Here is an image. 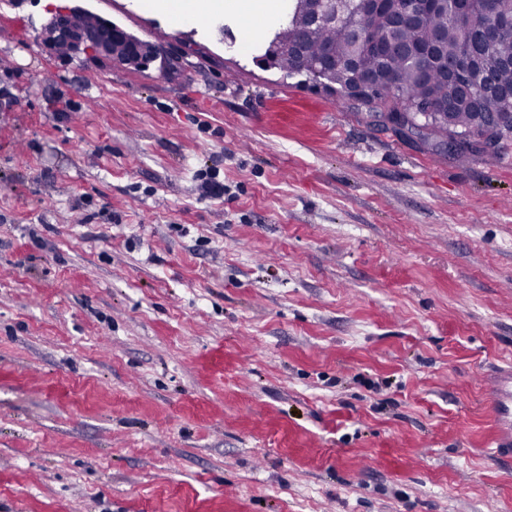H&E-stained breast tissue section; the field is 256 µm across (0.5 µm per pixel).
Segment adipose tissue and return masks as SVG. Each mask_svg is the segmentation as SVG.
<instances>
[{"mask_svg":"<svg viewBox=\"0 0 512 512\" xmlns=\"http://www.w3.org/2000/svg\"><path fill=\"white\" fill-rule=\"evenodd\" d=\"M142 8L172 14L175 21L190 24L213 16L217 10L237 8L264 25L280 23L276 0H142Z\"/></svg>","mask_w":512,"mask_h":512,"instance_id":"ef3b65f1","label":"adipose tissue"}]
</instances>
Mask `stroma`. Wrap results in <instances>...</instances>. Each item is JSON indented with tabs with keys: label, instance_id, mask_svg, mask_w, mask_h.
Wrapping results in <instances>:
<instances>
[{
	"label": "stroma",
	"instance_id": "1",
	"mask_svg": "<svg viewBox=\"0 0 512 512\" xmlns=\"http://www.w3.org/2000/svg\"><path fill=\"white\" fill-rule=\"evenodd\" d=\"M59 5L168 69L47 54ZM245 29L0 0V512H512V145L420 147ZM495 130V134L497 136V138L500 140V144H499V147L496 151H493V152H487V153H480L478 151H475V150H472V149H468V148H463L461 150H459L455 155L454 157L457 158L458 160L460 161H467L468 159H470L471 157H474V156H480V157H483L485 158L487 161H497L500 156H501V149L504 147L503 144H504V141H507L508 139H512L511 136H512V128L508 127V126H500V127H496V128H493ZM496 431L490 451L499 457H512V366L509 363L497 377L491 403Z\"/></svg>",
	"mask_w": 512,
	"mask_h": 512
}]
</instances>
